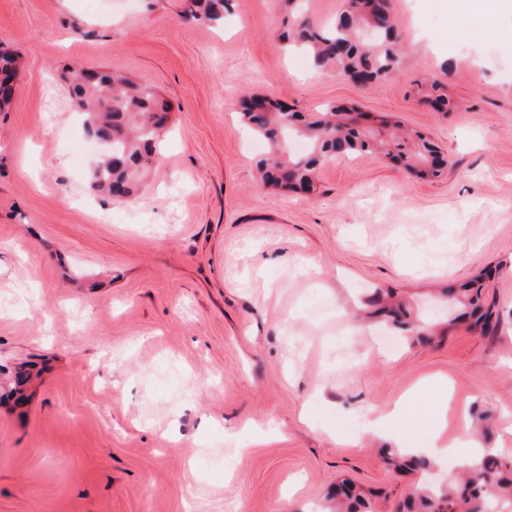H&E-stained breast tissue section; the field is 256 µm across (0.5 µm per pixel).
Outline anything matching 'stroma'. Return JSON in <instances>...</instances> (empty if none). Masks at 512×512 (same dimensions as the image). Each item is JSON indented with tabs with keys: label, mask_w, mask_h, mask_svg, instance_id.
I'll list each match as a JSON object with an SVG mask.
<instances>
[{
	"label": "stroma",
	"mask_w": 512,
	"mask_h": 512,
	"mask_svg": "<svg viewBox=\"0 0 512 512\" xmlns=\"http://www.w3.org/2000/svg\"><path fill=\"white\" fill-rule=\"evenodd\" d=\"M180 5L0 0L19 57L0 111V512H324L343 478L400 512L448 465L388 468L369 416L432 379L451 390L449 437L484 412L483 447L512 458V8L389 0L399 69L363 86L279 40L281 0H230L218 28ZM72 64L172 106L135 199L90 185L104 146L57 81ZM429 77L453 110L413 95ZM254 94L401 121L448 166L424 179L340 155L312 195L264 185L267 144L238 117ZM485 272L497 336L360 315L380 289L446 324L445 290ZM437 418L423 392L396 432L423 448Z\"/></svg>",
	"instance_id": "stroma-1"
}]
</instances>
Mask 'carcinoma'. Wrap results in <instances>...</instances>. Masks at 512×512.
<instances>
[{
  "label": "carcinoma",
  "mask_w": 512,
  "mask_h": 512,
  "mask_svg": "<svg viewBox=\"0 0 512 512\" xmlns=\"http://www.w3.org/2000/svg\"><path fill=\"white\" fill-rule=\"evenodd\" d=\"M377 2L388 11V0H345L344 10L329 27L314 25L304 16L301 0H285L286 30L282 38L290 46L303 50L318 68L336 67L343 75L363 76L369 81L397 71L401 49L393 30L382 31L364 40L361 32L368 25L365 7ZM184 13L196 21L217 27L224 24L225 0H183ZM60 81L67 87L75 106L84 115V124L96 139L109 141L108 152L91 170L92 187L112 199H129L137 195L159 154L164 128L151 123L154 112H171L170 103L155 88L130 79L114 69L64 67ZM440 82L419 83L414 94L433 99L440 108L448 106L441 94ZM239 119L254 136L267 142L266 156L256 161L261 180L280 185L279 174L288 171V186L313 193L316 170L334 158L336 151L345 155L383 153L412 170L419 168L427 155L438 147L419 131L399 135L385 120L380 126L360 129L352 110L328 105L318 117L293 112L268 98L249 97L240 102ZM299 136L310 143L304 155L288 151L291 137ZM486 284L473 279L459 288L448 289L455 314L448 319V329L461 324L482 336H495L501 320L484 301ZM369 315L391 320L404 330L420 329L418 320L402 303L377 292L367 299ZM479 472L465 465L458 474L439 487L416 488L405 504L406 512H487L493 499L512 497V465L500 460L490 449L478 458ZM392 464L400 470L427 471L430 462L418 455L394 457ZM371 492L343 479L331 490L335 512H373Z\"/></svg>",
  "instance_id": "cac0c4a2"
}]
</instances>
